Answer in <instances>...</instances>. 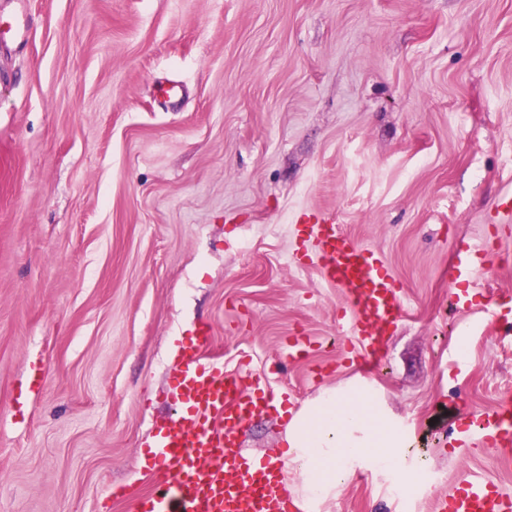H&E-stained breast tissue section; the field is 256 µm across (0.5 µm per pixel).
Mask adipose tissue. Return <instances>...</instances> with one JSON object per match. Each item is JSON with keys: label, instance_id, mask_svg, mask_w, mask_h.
Here are the masks:
<instances>
[{"label": "adipose tissue", "instance_id": "1", "mask_svg": "<svg viewBox=\"0 0 512 512\" xmlns=\"http://www.w3.org/2000/svg\"><path fill=\"white\" fill-rule=\"evenodd\" d=\"M409 445L373 387L355 380L321 392L293 413L283 436V459L300 475L301 496L315 508L365 464L415 481V473L402 467Z\"/></svg>", "mask_w": 512, "mask_h": 512}]
</instances>
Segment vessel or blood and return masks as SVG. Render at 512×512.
<instances>
[{
    "instance_id": "b4317fda",
    "label": "vessel or blood",
    "mask_w": 512,
    "mask_h": 512,
    "mask_svg": "<svg viewBox=\"0 0 512 512\" xmlns=\"http://www.w3.org/2000/svg\"><path fill=\"white\" fill-rule=\"evenodd\" d=\"M491 244L465 243L456 250V276L469 279L472 257L491 253ZM292 261L314 266L327 284L341 288L347 307L339 333L370 370L381 340L405 314L399 281L377 250L344 231L330 212H312L298 221ZM176 413L159 429L145 459L161 488L138 498L136 512H303L291 500L282 467L246 454L241 435L247 422L277 410L293 395L271 387L246 368L224 370L222 360L198 350L186 354L176 379ZM480 442L512 448V409L483 415L479 433L461 429L449 447ZM435 512H512V495L486 479L467 478L438 498Z\"/></svg>"
}]
</instances>
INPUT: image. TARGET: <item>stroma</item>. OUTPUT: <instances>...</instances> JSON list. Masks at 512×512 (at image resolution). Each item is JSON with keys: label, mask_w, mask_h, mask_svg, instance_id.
<instances>
[{"label": "stroma", "mask_w": 512, "mask_h": 512, "mask_svg": "<svg viewBox=\"0 0 512 512\" xmlns=\"http://www.w3.org/2000/svg\"><path fill=\"white\" fill-rule=\"evenodd\" d=\"M19 12L27 39L0 42V512H132L204 327L202 353L250 359L299 406L364 377L410 436L421 512L474 475L512 493V452L444 445L512 396V331L451 300L457 242L490 237L471 280L512 308V0H0V27ZM307 211L403 287L369 373L342 290L290 261ZM297 333L317 342L302 361ZM287 422H249L244 451L281 454ZM388 482L356 470L320 512H406Z\"/></svg>", "instance_id": "1"}]
</instances>
